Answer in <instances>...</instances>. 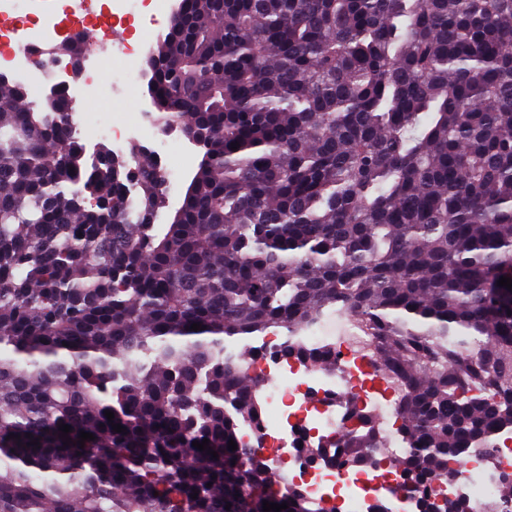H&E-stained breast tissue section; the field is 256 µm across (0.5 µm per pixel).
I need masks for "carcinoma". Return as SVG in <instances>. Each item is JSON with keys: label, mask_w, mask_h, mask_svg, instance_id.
<instances>
[{"label": "carcinoma", "mask_w": 512, "mask_h": 512, "mask_svg": "<svg viewBox=\"0 0 512 512\" xmlns=\"http://www.w3.org/2000/svg\"><path fill=\"white\" fill-rule=\"evenodd\" d=\"M149 69L158 127L205 134L168 224L151 153L0 82V512H338L228 449L262 404L227 343L331 365L296 338L336 309L403 379V489L468 512L432 484L512 429V0H184ZM339 447L303 453L378 437Z\"/></svg>", "instance_id": "1"}]
</instances>
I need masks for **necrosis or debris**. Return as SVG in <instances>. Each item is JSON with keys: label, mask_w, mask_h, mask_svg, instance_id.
<instances>
[{"label": "necrosis or debris", "mask_w": 512, "mask_h": 512, "mask_svg": "<svg viewBox=\"0 0 512 512\" xmlns=\"http://www.w3.org/2000/svg\"><path fill=\"white\" fill-rule=\"evenodd\" d=\"M170 0H101L99 12L83 10L71 0H60L57 13L48 15L35 30L24 31L27 0H0V60L28 94L43 96L60 87L77 106L74 115L83 132L107 140L119 153L132 144H149L167 176L177 175L164 143L150 142L154 115L141 110L135 120L105 121L87 111L92 98L103 94L121 98L138 85L137 61L151 45V38H135L112 47L101 41L93 59L75 65L60 52L73 43L111 28L112 25H158L159 15L170 9ZM300 338L311 348H328L335 363L319 365L284 359L273 352L269 338L249 340L254 352L244 365L245 374L260 378L265 391V413L259 424H243L237 445L260 451L269 470L288 467L294 484L310 499L328 497L342 505V512H415L417 501L400 489L403 477L381 465L386 456H409L410 448L396 427L395 405L403 386L401 378L381 369L364 328L337 313L321 317ZM369 416L381 442L361 465L348 462L319 467L308 462L302 444L313 437L334 439L357 429ZM512 474V433L498 434L494 445L471 449L468 463L452 482L439 484L441 492H457L470 512H490L500 497V478Z\"/></svg>", "instance_id": "obj_1"}]
</instances>
